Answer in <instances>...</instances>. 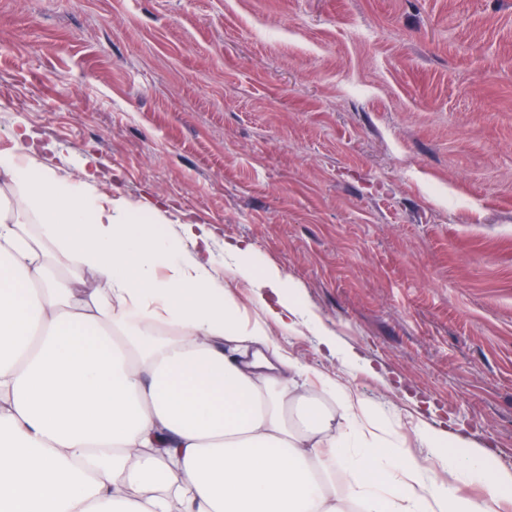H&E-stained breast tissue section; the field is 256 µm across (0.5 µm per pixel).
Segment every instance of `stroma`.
Listing matches in <instances>:
<instances>
[{
  "label": "stroma",
  "mask_w": 512,
  "mask_h": 512,
  "mask_svg": "<svg viewBox=\"0 0 512 512\" xmlns=\"http://www.w3.org/2000/svg\"><path fill=\"white\" fill-rule=\"evenodd\" d=\"M254 244L318 324L268 329L405 446L512 469V0H0V148ZM336 338L328 352L319 334Z\"/></svg>",
  "instance_id": "35a3bbf8"
}]
</instances>
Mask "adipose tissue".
<instances>
[{
    "label": "adipose tissue",
    "mask_w": 512,
    "mask_h": 512,
    "mask_svg": "<svg viewBox=\"0 0 512 512\" xmlns=\"http://www.w3.org/2000/svg\"><path fill=\"white\" fill-rule=\"evenodd\" d=\"M0 179L16 191L0 205V512H340V477L361 512H494L512 496V470L444 430L418 438L450 484L337 382L321 390L339 413L301 401L310 370L267 325L294 333L307 313L253 244L224 255L256 299L275 295L262 322L212 277L200 225L132 223L20 135ZM50 246L64 277L46 273Z\"/></svg>",
    "instance_id": "ef3b65f1"
}]
</instances>
